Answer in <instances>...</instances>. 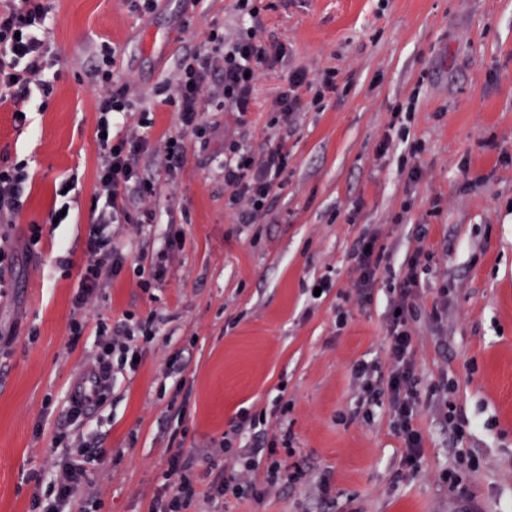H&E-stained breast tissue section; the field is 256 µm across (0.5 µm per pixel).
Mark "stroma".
Returning <instances> with one entry per match:
<instances>
[{"instance_id":"35a3bbf8","label":"stroma","mask_w":512,"mask_h":512,"mask_svg":"<svg viewBox=\"0 0 512 512\" xmlns=\"http://www.w3.org/2000/svg\"><path fill=\"white\" fill-rule=\"evenodd\" d=\"M264 41L283 54L259 69L250 112L225 109L205 95V138L183 133L178 114L158 95L183 51L212 25L225 42L240 30L236 0H158L149 13L129 0H52L47 38L59 77L44 107L18 127L0 111V165L27 161L28 196L14 223H0L11 257L0 292V512H28L46 486L55 435L66 422L70 384L90 366L98 321L126 313L163 322L144 344L136 371L117 375L94 414L95 447L108 459L92 474L100 512H146L176 449L195 459L197 495L186 512H207V449L219 446L241 413L255 416L237 437L231 462L262 477L267 455L257 441L294 436L302 467L262 501L229 497L222 512H512V0H257ZM114 53L119 82L134 92L132 119L147 108L150 147L183 136L185 161L160 181L143 233L108 228L126 265L104 297L82 313L87 329L69 341L73 298L85 262L100 146V87L89 78L101 48ZM338 73V87L312 105L302 91L283 126L271 104L293 73ZM415 100L409 139L422 150L421 175L402 170L406 145L392 128L396 104ZM393 143L386 156L376 148ZM259 154L284 142L288 172L276 204L243 224L225 207L224 144ZM74 179L66 223L50 214L55 188ZM410 210H403L404 201ZM42 227L29 245V227ZM430 227L434 254L422 273L414 360L422 381L416 421L424 437L418 469L403 463L387 398L364 406L354 384L359 362L386 363V299L394 279L379 277L371 302L357 299L349 259L353 243L375 232L401 264L413 252L414 225ZM184 246L167 283L146 292L136 267L149 266L169 230ZM320 279L330 288L312 297ZM448 311L430 317L441 288ZM348 313L336 325L337 309ZM474 427L454 439L445 405ZM476 462L462 489L440 479L457 448ZM327 479L329 491L316 485Z\"/></svg>"}]
</instances>
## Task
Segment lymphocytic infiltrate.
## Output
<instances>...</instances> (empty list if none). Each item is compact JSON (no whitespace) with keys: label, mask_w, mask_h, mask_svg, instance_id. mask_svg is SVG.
<instances>
[{"label":"lymphocytic infiltrate","mask_w":512,"mask_h":512,"mask_svg":"<svg viewBox=\"0 0 512 512\" xmlns=\"http://www.w3.org/2000/svg\"><path fill=\"white\" fill-rule=\"evenodd\" d=\"M51 13L50 0H6L0 5V108L17 113L18 125H25L32 110V94L50 96L53 84L49 71L58 63V56L46 38ZM276 46L258 37L254 28H247L232 44H225L222 27H212L204 44L184 55L178 62L174 77V92L168 103L179 114L182 129L204 135L201 123V104L206 90L217 89L225 105L245 113L250 109L254 93L253 73L269 64ZM114 56L103 51L91 76L102 88L98 98L97 130L101 132L103 152L97 169V194L105 200L89 231L85 250V264L80 285L73 299L74 310L84 309L96 300L111 280L124 269L122 254L112 245L106 232L111 224H126L135 230L156 220L148 203L156 190L154 176L145 174L141 157L149 144L148 119L136 126H128L130 103L128 85H117L114 80ZM336 71H324L314 80L297 73L289 78L273 102L284 122H291L300 104L301 90L313 93L314 102H321L325 92L335 90ZM224 186L229 191L227 204L237 209L241 223H255L262 211L275 199L278 180L287 172L289 154L284 144L270 147L262 156H254L238 143L224 149ZM29 179L23 162L0 167V222H7L22 204ZM350 258L357 275L355 286L360 301L371 298V291L379 275L392 269L391 255L380 244L376 235L360 238ZM431 252L416 247L405 258L400 281L387 300V365L360 363L355 369L361 398L366 403L378 400V374H386L389 409L393 429L403 444V456L410 468H417L423 448V436L416 428L421 404L420 382L413 358L414 329L417 318L416 292L420 274L428 270ZM157 313H149L134 323H122L108 328L98 323V351L92 359L103 386H110L115 371L137 370L136 360L142 355L139 340H151L157 331ZM105 449L88 453L84 449H65L54 462L53 476L44 493L34 494L29 512H98L100 492L91 477L92 464L101 463ZM192 455L176 452L164 475L161 491L151 501L149 512H183L195 494L189 471ZM300 469L274 462L263 481L247 480L243 475L218 469L206 499L218 506L224 496H241L250 490L254 500H261L268 485L285 480H301Z\"/></svg>","instance_id":"f902f5d3"}]
</instances>
